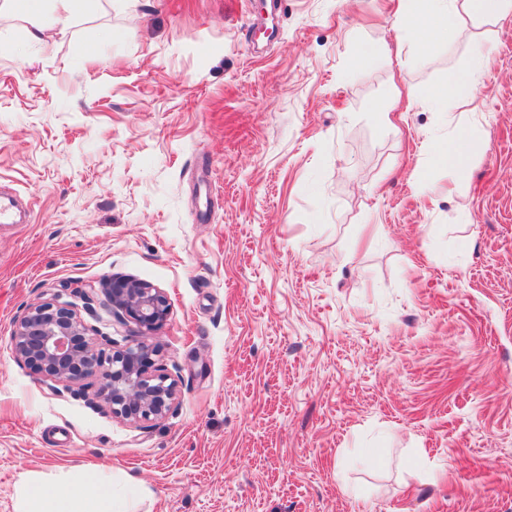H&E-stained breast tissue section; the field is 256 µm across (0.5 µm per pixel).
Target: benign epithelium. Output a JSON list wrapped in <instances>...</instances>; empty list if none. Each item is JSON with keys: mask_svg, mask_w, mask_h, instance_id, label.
<instances>
[{"mask_svg": "<svg viewBox=\"0 0 512 512\" xmlns=\"http://www.w3.org/2000/svg\"><path fill=\"white\" fill-rule=\"evenodd\" d=\"M103 291L112 313L143 336L169 316L164 292L144 281L114 277ZM89 331L74 304L57 296L28 308L13 331V350L44 381L85 397L98 385L94 398L116 418L132 424L163 418L177 398V385L155 367L158 349L144 341L117 347L107 338V354Z\"/></svg>", "mask_w": 512, "mask_h": 512, "instance_id": "benign-epithelium-1", "label": "benign epithelium"}]
</instances>
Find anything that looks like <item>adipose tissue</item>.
Instances as JSON below:
<instances>
[{
	"label": "adipose tissue",
	"mask_w": 512,
	"mask_h": 512,
	"mask_svg": "<svg viewBox=\"0 0 512 512\" xmlns=\"http://www.w3.org/2000/svg\"><path fill=\"white\" fill-rule=\"evenodd\" d=\"M397 24V45L417 43L425 47L450 37L461 11L497 21L512 15V0H404ZM484 57H477L469 72L450 76L445 86L430 93L433 101H447L456 109L474 99ZM15 512H133L126 495L114 489L111 468L98 465L66 473L31 472L15 489Z\"/></svg>",
	"instance_id": "ef3b65f1"
}]
</instances>
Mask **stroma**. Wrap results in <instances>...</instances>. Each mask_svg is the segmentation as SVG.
I'll return each mask as SVG.
<instances>
[{
    "label": "stroma",
    "instance_id": "1",
    "mask_svg": "<svg viewBox=\"0 0 512 512\" xmlns=\"http://www.w3.org/2000/svg\"><path fill=\"white\" fill-rule=\"evenodd\" d=\"M398 4L91 0L58 31L0 0V200L30 206L0 224V512L103 462L135 512H512V17L397 54ZM479 50L455 174L428 93ZM115 276L170 304L178 396L137 425L12 348L58 293L135 343Z\"/></svg>",
    "mask_w": 512,
    "mask_h": 512
}]
</instances>
